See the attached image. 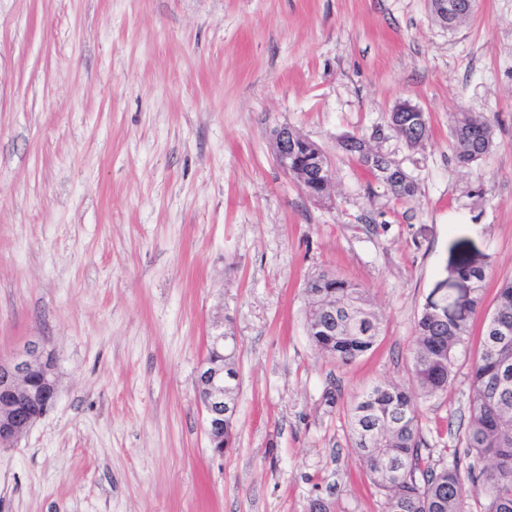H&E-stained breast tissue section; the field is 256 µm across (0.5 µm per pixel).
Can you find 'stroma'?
<instances>
[{
  "instance_id": "35a3bbf8",
  "label": "stroma",
  "mask_w": 512,
  "mask_h": 512,
  "mask_svg": "<svg viewBox=\"0 0 512 512\" xmlns=\"http://www.w3.org/2000/svg\"><path fill=\"white\" fill-rule=\"evenodd\" d=\"M427 112L417 149L386 127ZM490 119L463 167L453 115ZM289 125L331 157V198L276 163ZM419 184L395 199L338 143ZM483 307L447 394L419 405L433 460L464 454L485 313L512 279V0L455 30L428 0H0V358L57 357L49 413L0 450V512H381L349 410L410 382L414 326L460 255ZM323 272L367 288L372 350L305 332ZM239 343L235 445L213 456L196 371L215 319Z\"/></svg>"
}]
</instances>
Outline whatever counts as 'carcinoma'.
<instances>
[{"instance_id":"1","label":"carcinoma","mask_w":512,"mask_h":512,"mask_svg":"<svg viewBox=\"0 0 512 512\" xmlns=\"http://www.w3.org/2000/svg\"><path fill=\"white\" fill-rule=\"evenodd\" d=\"M389 127L406 145L419 148L429 136L425 112H392ZM456 160L470 165L494 146L492 125L471 112L456 113L451 127ZM399 200L413 197L415 181L389 185ZM469 280L468 297L449 299L451 315L426 303L415 324L411 379L415 390L380 381L358 397L349 415L351 442L372 476L382 512H466L475 494L484 496V512H512V280L498 289L494 309L483 324L481 348L470 368L472 403L465 448L460 459L430 463L415 400L448 393L459 348L471 335L473 317L482 307L484 269L464 259L456 265ZM309 310L305 327L321 352L349 363L370 351L381 334V319L367 289L334 274L307 282Z\"/></svg>"}]
</instances>
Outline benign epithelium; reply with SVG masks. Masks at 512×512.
Wrapping results in <instances>:
<instances>
[{
    "instance_id": "obj_1",
    "label": "benign epithelium",
    "mask_w": 512,
    "mask_h": 512,
    "mask_svg": "<svg viewBox=\"0 0 512 512\" xmlns=\"http://www.w3.org/2000/svg\"><path fill=\"white\" fill-rule=\"evenodd\" d=\"M433 15L443 25H456L464 20V12L452 0H430ZM310 140L288 125L274 129L273 156L278 166L299 185L309 179L329 187L333 184L332 163L326 152L318 147L311 159V169L297 164V157L308 147ZM373 176L386 183L395 176H407L386 155L373 152L362 144ZM212 355L201 362L197 374V399L205 414L204 428L209 447L219 457L224 456V419L233 416L236 406L232 397L233 374H224V322L216 321L207 336ZM58 389L53 350L29 345L8 361L0 359V447L12 448L28 430L52 408Z\"/></svg>"
}]
</instances>
